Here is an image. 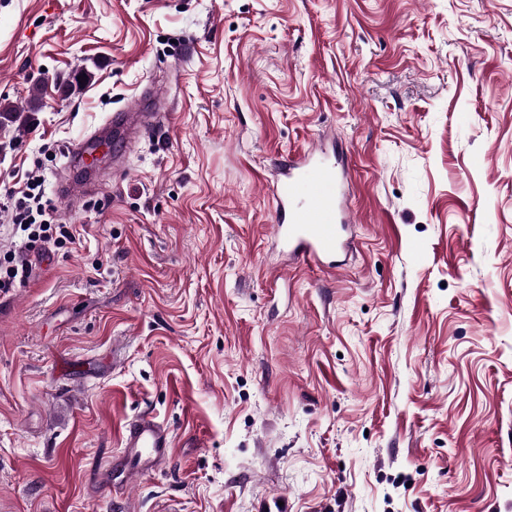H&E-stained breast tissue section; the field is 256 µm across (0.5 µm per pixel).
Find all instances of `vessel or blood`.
<instances>
[{
    "label": "vessel or blood",
    "mask_w": 512,
    "mask_h": 512,
    "mask_svg": "<svg viewBox=\"0 0 512 512\" xmlns=\"http://www.w3.org/2000/svg\"><path fill=\"white\" fill-rule=\"evenodd\" d=\"M156 93L144 92L123 110L113 113L88 138L78 140L71 151L75 162L104 151L113 163H121L122 147L134 141L155 117ZM91 173H77L58 184L66 200L91 191ZM274 199L272 239L288 263L310 261L333 268L340 254L350 251L352 212L346 207L348 182L343 159L331 157L316 146L278 160L263 177ZM122 462L93 476L95 484L109 489L129 486L172 454V432L154 417L125 421L118 429Z\"/></svg>",
    "instance_id": "vessel-or-blood-1"
}]
</instances>
